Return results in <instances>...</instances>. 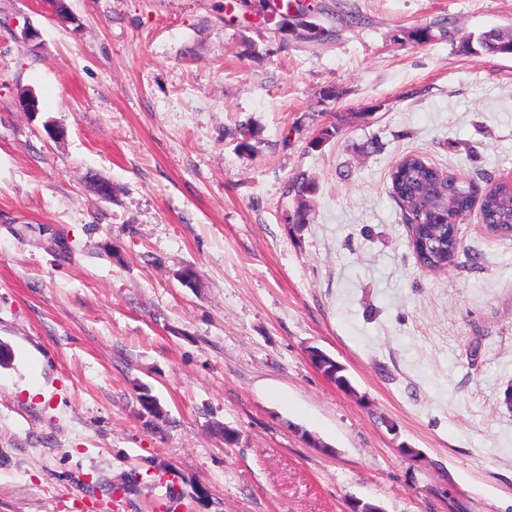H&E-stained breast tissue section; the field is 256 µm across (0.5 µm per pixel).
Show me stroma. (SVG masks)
<instances>
[{
	"label": "stroma",
	"mask_w": 512,
	"mask_h": 512,
	"mask_svg": "<svg viewBox=\"0 0 512 512\" xmlns=\"http://www.w3.org/2000/svg\"><path fill=\"white\" fill-rule=\"evenodd\" d=\"M318 2L0 0V512H512V236L425 269L390 181L512 174V0ZM476 43L489 54H512V30H490L478 37ZM316 189L315 183L305 174H299L290 183L288 193L294 192L295 207L291 215L287 217L288 223L305 224L309 220L310 207L307 197ZM299 197L297 199L296 197Z\"/></svg>",
	"instance_id": "1"
}]
</instances>
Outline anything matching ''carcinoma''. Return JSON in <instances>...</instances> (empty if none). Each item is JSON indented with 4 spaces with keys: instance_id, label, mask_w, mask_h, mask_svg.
I'll use <instances>...</instances> for the list:
<instances>
[{
    "instance_id": "carcinoma-1",
    "label": "carcinoma",
    "mask_w": 512,
    "mask_h": 512,
    "mask_svg": "<svg viewBox=\"0 0 512 512\" xmlns=\"http://www.w3.org/2000/svg\"><path fill=\"white\" fill-rule=\"evenodd\" d=\"M462 48L467 53L479 49L489 54H512V30H490L478 37L475 43L464 42ZM315 189V183L305 174L293 178L289 192L297 200L287 217L288 222L304 224L309 220L307 197ZM391 189L407 222L409 246L418 262L430 270H442L456 263L464 251L458 229L446 222H438L439 211L429 202L433 191H452L455 206L463 214L477 202L482 223L498 233L512 230V187L508 185L486 187L475 181L456 183L451 174L409 155L401 159L392 171Z\"/></svg>"
}]
</instances>
